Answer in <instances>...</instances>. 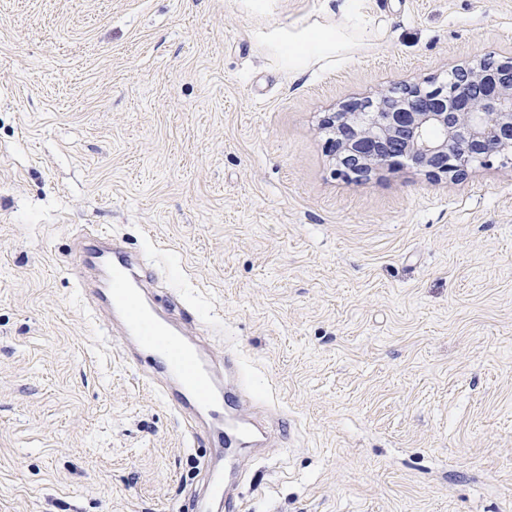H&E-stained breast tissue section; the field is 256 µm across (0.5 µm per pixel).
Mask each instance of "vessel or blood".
Segmentation results:
<instances>
[{
  "label": "vessel or blood",
  "instance_id": "vessel-or-blood-1",
  "mask_svg": "<svg viewBox=\"0 0 512 512\" xmlns=\"http://www.w3.org/2000/svg\"><path fill=\"white\" fill-rule=\"evenodd\" d=\"M72 275L98 320L100 335L159 401L180 417L186 437L210 447L201 500L235 512L242 476L279 447L285 424L274 399L258 400L234 345L204 335L202 322L162 281L148 252L128 250L105 227L83 233Z\"/></svg>",
  "mask_w": 512,
  "mask_h": 512
}]
</instances>
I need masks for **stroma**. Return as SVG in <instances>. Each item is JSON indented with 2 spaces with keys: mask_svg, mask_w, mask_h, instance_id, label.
<instances>
[{
  "mask_svg": "<svg viewBox=\"0 0 512 512\" xmlns=\"http://www.w3.org/2000/svg\"><path fill=\"white\" fill-rule=\"evenodd\" d=\"M0 0V512H196L96 332L83 225L157 247L295 419L241 512H512V163L335 172L322 117L512 57V0Z\"/></svg>",
  "mask_w": 512,
  "mask_h": 512,
  "instance_id": "1",
  "label": "stroma"
}]
</instances>
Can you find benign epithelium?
<instances>
[{
  "instance_id": "1",
  "label": "benign epithelium",
  "mask_w": 512,
  "mask_h": 512,
  "mask_svg": "<svg viewBox=\"0 0 512 512\" xmlns=\"http://www.w3.org/2000/svg\"><path fill=\"white\" fill-rule=\"evenodd\" d=\"M336 170L354 181L408 164L461 177L512 158V59L484 56L436 83L398 82L321 120Z\"/></svg>"
}]
</instances>
